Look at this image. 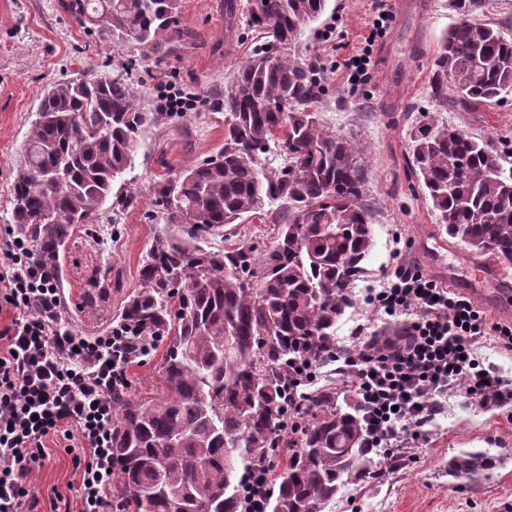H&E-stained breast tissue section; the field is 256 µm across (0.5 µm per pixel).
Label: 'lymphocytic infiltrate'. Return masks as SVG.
<instances>
[{
	"mask_svg": "<svg viewBox=\"0 0 512 512\" xmlns=\"http://www.w3.org/2000/svg\"><path fill=\"white\" fill-rule=\"evenodd\" d=\"M366 301L400 322L393 335L363 337L341 369L364 407L367 452L394 458L456 392L484 406L512 404V380L475 351L490 336L512 352L511 321H491L471 298L406 262ZM4 307L17 316L0 329V512H21L32 497L27 478L45 466L47 440L59 436L78 440V512H112V394L127 382L129 336L118 325L102 336L62 327L58 288L31 243L13 234L0 246Z\"/></svg>",
	"mask_w": 512,
	"mask_h": 512,
	"instance_id": "1",
	"label": "lymphocytic infiltrate"
}]
</instances>
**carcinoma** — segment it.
I'll return each instance as SVG.
<instances>
[{
  "mask_svg": "<svg viewBox=\"0 0 512 512\" xmlns=\"http://www.w3.org/2000/svg\"><path fill=\"white\" fill-rule=\"evenodd\" d=\"M457 22L436 53V111L491 105L512 93V37L482 22L485 0H448ZM327 0H247L259 43L212 107L224 147L158 184L151 218L177 234L155 239L140 288L120 321L137 342L165 343L169 395L139 403L112 396L116 512H242L239 471L292 449L269 512H323L348 479L369 473L362 405L320 389L303 399L297 439L281 438L290 366L336 354V323L354 303L374 247L368 170L356 141L324 125L325 91L298 52ZM178 0H68L83 28L118 46L157 43ZM284 41L291 53H276ZM453 99H448V92ZM151 111L128 75L58 82L41 100L15 168L10 220L50 278L71 230L91 224L131 170ZM413 172L448 236L512 266V165L489 141L428 112L408 134ZM268 216L279 225L261 258L207 240L226 224ZM483 453L451 464L467 479Z\"/></svg>",
  "mask_w": 512,
  "mask_h": 512,
  "instance_id": "cac0c4a2",
  "label": "carcinoma"
}]
</instances>
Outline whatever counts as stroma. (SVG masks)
Instances as JSON below:
<instances>
[{"mask_svg":"<svg viewBox=\"0 0 512 512\" xmlns=\"http://www.w3.org/2000/svg\"><path fill=\"white\" fill-rule=\"evenodd\" d=\"M65 0H0V244L6 239L14 161L44 91L57 82L89 75L129 72L150 108L160 87L175 83L196 94V107L152 127L127 178L137 193L132 205L108 199L100 221L74 229L60 253L61 324L81 336L105 334L128 296L139 288L142 260L162 222L150 220L153 188L183 167L215 156L224 144V115L206 107L212 93L253 50L244 15L227 20V0H179L175 22L158 44L117 46L86 31L67 13ZM372 0H328L325 13L306 31L307 62L327 83L315 105L323 123L359 141L370 172L374 200V247L368 272L356 281V301L336 325V345L349 351L359 332H393L365 302L402 260L419 264L439 281L468 282L482 256L448 236L412 172L408 133L432 110L429 84L439 42L457 18L448 0H396L384 35L373 46L370 82L351 88L343 63L356 54L372 29ZM450 126L490 139L512 153V94L493 106L475 105L444 114ZM278 227L266 219L230 224L208 244L238 241L263 254ZM403 247H396L395 238ZM99 291L95 304L84 301ZM164 348L127 370L129 390L143 402L158 400L167 386L159 373ZM66 442L48 444L49 461L32 477L38 503L32 512H52L56 498L76 507L79 477ZM496 459L488 474L466 480L448 474L450 462L467 452ZM325 512H512V419L453 395L448 407L395 460L377 461L374 474L354 479Z\"/></svg>","mask_w":512,"mask_h":512,"instance_id":"35a3bbf8","label":"stroma"}]
</instances>
